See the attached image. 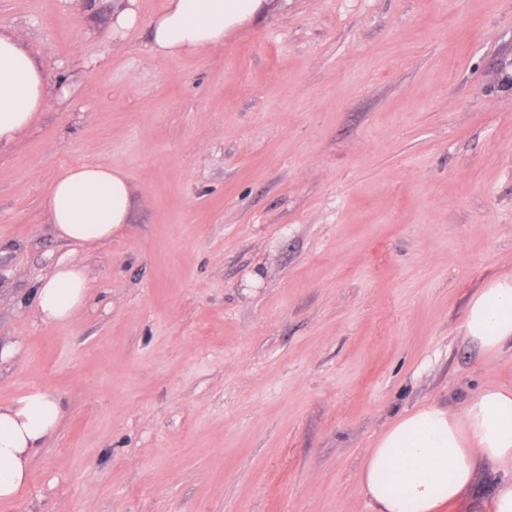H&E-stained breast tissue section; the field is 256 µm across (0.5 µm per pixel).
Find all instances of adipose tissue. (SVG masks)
Here are the masks:
<instances>
[{"label": "adipose tissue", "mask_w": 512, "mask_h": 512, "mask_svg": "<svg viewBox=\"0 0 512 512\" xmlns=\"http://www.w3.org/2000/svg\"><path fill=\"white\" fill-rule=\"evenodd\" d=\"M137 2L124 0L117 7L113 31L148 23L151 54L182 57L223 43L265 0H166L164 10L147 21ZM48 98L42 66L17 38L0 34V149L15 142ZM46 205L59 239L95 247L128 223L130 186L119 169L76 165L51 185ZM89 289L83 265L59 262L36 290L41 320L71 322L86 306ZM463 330L487 353L512 345V278L494 280L474 294ZM61 418L58 396L43 389L0 406V500H13L26 487L32 460ZM485 464H512L510 388H484L458 413L429 405L399 418L367 455L360 490L373 512H438L463 496Z\"/></svg>", "instance_id": "1"}]
</instances>
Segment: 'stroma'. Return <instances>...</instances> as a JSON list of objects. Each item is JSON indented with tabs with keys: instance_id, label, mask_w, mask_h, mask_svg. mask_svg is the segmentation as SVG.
I'll return each instance as SVG.
<instances>
[{
	"instance_id": "35a3bbf8",
	"label": "stroma",
	"mask_w": 512,
	"mask_h": 512,
	"mask_svg": "<svg viewBox=\"0 0 512 512\" xmlns=\"http://www.w3.org/2000/svg\"><path fill=\"white\" fill-rule=\"evenodd\" d=\"M115 0H0L63 84L0 151V405L62 419L0 512H372L388 425L512 388L464 337L512 278V0H267L221 45L157 58ZM121 169L129 224L57 238L49 186ZM87 306L42 322L57 262ZM481 466L445 512H490ZM127 1L120 4L114 15L112 14V30L116 33H122L137 28L142 23V17L137 2L139 0H119ZM89 279L83 265L74 259L59 262L36 290V308L42 321L71 322L89 299Z\"/></svg>"
}]
</instances>
